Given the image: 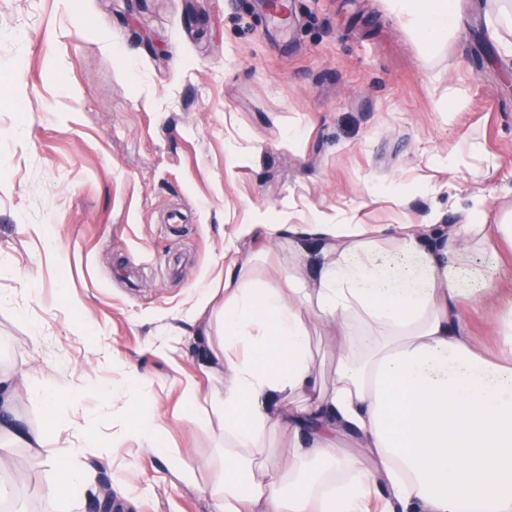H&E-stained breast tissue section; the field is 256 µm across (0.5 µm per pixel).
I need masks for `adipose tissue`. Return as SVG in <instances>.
I'll use <instances>...</instances> for the list:
<instances>
[{"mask_svg": "<svg viewBox=\"0 0 512 512\" xmlns=\"http://www.w3.org/2000/svg\"><path fill=\"white\" fill-rule=\"evenodd\" d=\"M426 49L460 29L459 0H386ZM289 250L314 258L312 280L289 271L262 288L227 271L224 298L190 308L208 354L209 381L187 378L221 449L204 461L214 512H512V308L489 355L464 323L462 301L491 285L464 276L467 249L512 244V211L491 224L473 205L456 233L384 235L358 224H269ZM336 333L335 375L315 367L310 324ZM49 388L0 370V468L35 448L64 482L50 495L81 497L92 476L76 448H51L59 421L23 422L19 386Z\"/></svg>", "mask_w": 512, "mask_h": 512, "instance_id": "adipose-tissue-1", "label": "adipose tissue"}]
</instances>
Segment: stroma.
<instances>
[{
	"label": "stroma",
	"mask_w": 512,
	"mask_h": 512,
	"mask_svg": "<svg viewBox=\"0 0 512 512\" xmlns=\"http://www.w3.org/2000/svg\"><path fill=\"white\" fill-rule=\"evenodd\" d=\"M0 0V368L33 370L54 407L119 436L137 412L112 399L146 378L140 411L168 455L128 444L79 463L97 488L138 465L111 512H212L207 471L173 458L217 443L182 382L206 356L182 316L229 268L276 285L311 259L253 256L247 224L463 223L512 206V59L488 30L492 0H460L457 36L426 51L385 0ZM470 153L456 174L440 163ZM51 234L38 238L32 225ZM495 288L469 312L493 336L512 306V259L474 254ZM59 475L13 453L0 498L14 512H99L96 491L49 497Z\"/></svg>",
	"instance_id": "1"
}]
</instances>
